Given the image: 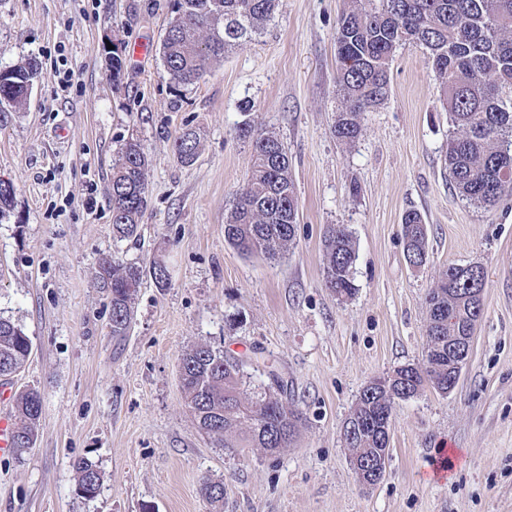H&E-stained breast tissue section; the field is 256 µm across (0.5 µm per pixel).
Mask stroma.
<instances>
[{"label": "stroma", "instance_id": "35a3bbf8", "mask_svg": "<svg viewBox=\"0 0 512 512\" xmlns=\"http://www.w3.org/2000/svg\"><path fill=\"white\" fill-rule=\"evenodd\" d=\"M172 0H0V68L36 60L25 106L0 112V315L32 341L15 389L42 395L38 437L0 457V512H512V200L486 210L453 189V127L424 51L401 46L388 98L350 143L334 133L336 26L350 0H278L264 31L202 80H170L159 44ZM126 45L120 82L106 41ZM67 64L73 85L54 70ZM278 135L299 203L285 257L246 256L224 239V214L249 169L242 122ZM197 132L192 163L174 140ZM148 154L151 204L138 237L112 234L108 183L129 138ZM421 213L429 260L412 268L401 219ZM356 245V295L326 288L323 235ZM166 261L169 287L145 277L128 336L113 338L97 279L102 259ZM486 272L483 314L456 388L397 402L384 479L361 487L343 423L362 388L427 348L425 295L448 264ZM205 343L240 360L252 385L275 371L303 412L287 448H221L199 431L179 379ZM104 475L77 491L78 460Z\"/></svg>", "mask_w": 512, "mask_h": 512}]
</instances>
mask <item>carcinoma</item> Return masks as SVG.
Here are the masks:
<instances>
[{
  "label": "carcinoma",
  "instance_id": "carcinoma-1",
  "mask_svg": "<svg viewBox=\"0 0 512 512\" xmlns=\"http://www.w3.org/2000/svg\"><path fill=\"white\" fill-rule=\"evenodd\" d=\"M336 27L337 85L342 107L334 132L347 142L361 131V117L384 103L390 66L397 49L415 44L425 49V62L435 76L442 104L454 127L446 154L451 183L460 196L487 210L512 196V0H352ZM277 0H174V17L159 53L167 74L178 84L199 81L211 63L258 34L273 16ZM239 139L250 143V174L224 216V239L246 255L275 258L288 252L296 233L298 197L288 152L272 132L245 122ZM199 139L183 131L174 142L181 162L194 161ZM148 158L138 140L123 144L112 165L109 197L112 233L119 240L137 234L149 206L145 171ZM407 261L426 264V224L415 210L402 219ZM326 287L338 299L356 293L354 242L341 224L327 227L324 240ZM144 270L135 263L106 259L98 281L110 303L112 336L130 330L132 303ZM486 275L467 276L448 265L425 296L428 348L420 365H408L374 379L357 400L347 422L356 428L344 437L352 459L366 464L389 454L382 430L384 402L394 393L419 391L430 385L448 393V346L465 336L476 322L472 289L485 288ZM32 350L30 337L9 318L0 316V377L19 372ZM180 382L198 428L224 448L288 447L301 421V411L288 400L279 381L253 390L243 364L207 344H197L180 359ZM13 454L20 459L37 439L42 398L29 389L15 393ZM77 490L96 496L103 481L99 467L85 459L75 463ZM202 493L212 512L224 510V482L207 480Z\"/></svg>",
  "mask_w": 512,
  "mask_h": 512
}]
</instances>
